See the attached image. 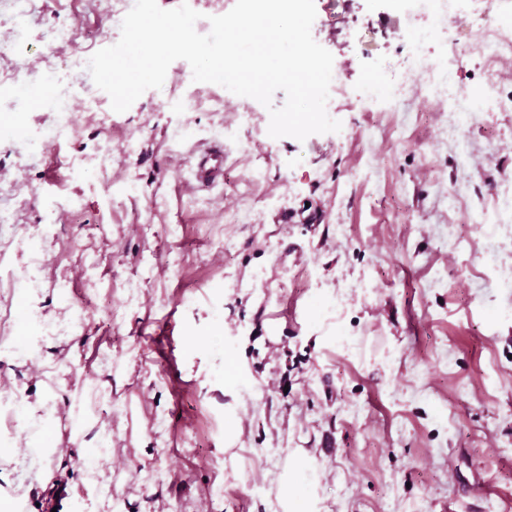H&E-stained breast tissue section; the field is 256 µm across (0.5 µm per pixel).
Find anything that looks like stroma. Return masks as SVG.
Wrapping results in <instances>:
<instances>
[{
  "label": "stroma",
  "instance_id": "obj_1",
  "mask_svg": "<svg viewBox=\"0 0 512 512\" xmlns=\"http://www.w3.org/2000/svg\"><path fill=\"white\" fill-rule=\"evenodd\" d=\"M315 7L346 91L326 104L340 130L301 142L184 60L114 112L81 65L119 40L114 0H0V384L51 409L0 448L56 443L65 465L44 485L18 465L28 512H281L290 468L309 512H512L495 194L512 112L451 129L454 103L403 68L417 31L397 0ZM452 38L455 89L481 100L470 18ZM46 71L70 112L41 93ZM234 112L252 119L228 140ZM206 144L226 148L224 181L196 191ZM238 205L252 222L227 223ZM104 433L108 479L84 484Z\"/></svg>",
  "mask_w": 512,
  "mask_h": 512
}]
</instances>
